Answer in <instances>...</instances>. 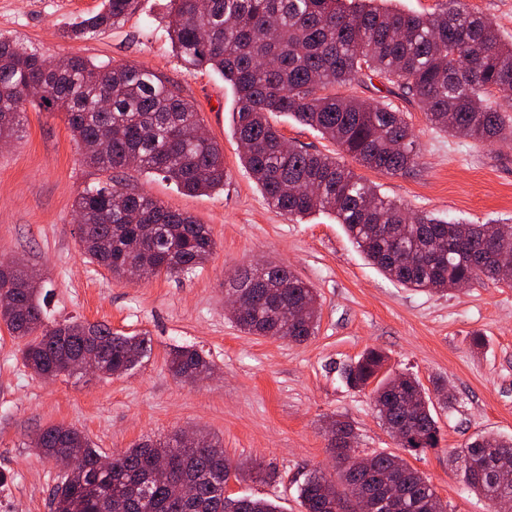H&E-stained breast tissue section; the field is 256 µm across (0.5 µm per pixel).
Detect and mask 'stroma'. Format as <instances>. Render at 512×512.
<instances>
[{
	"label": "stroma",
	"mask_w": 512,
	"mask_h": 512,
	"mask_svg": "<svg viewBox=\"0 0 512 512\" xmlns=\"http://www.w3.org/2000/svg\"><path fill=\"white\" fill-rule=\"evenodd\" d=\"M104 0H0V35L57 61L81 56L98 65L134 64L177 86L224 151L223 189L192 194L158 174L126 170L130 187L208 226L215 248L192 273L138 281L114 278L88 262L73 203L103 177L87 166L63 113L26 106L16 140L0 144V257L24 261L48 291L46 324L107 325L150 338L152 351L127 374L45 380L21 360V340L0 326V512H51L63 468L40 458L32 441L43 428L83 431L105 455L183 430L219 438L232 462L260 463L265 480L236 481L228 495L274 500L301 512L298 491L313 471L333 472L331 421H347L358 454L398 453L368 391L349 387L344 368L369 348L388 356L392 373L409 372L425 389L442 381L451 406L436 405L438 447L408 456L448 512H495L462 482L454 449L482 435L512 437V285L488 279L447 293L402 287L360 255L334 216L286 217L273 209L240 162L231 117L236 95L211 70H190L168 37L171 0H138L104 33L67 37ZM384 79L340 87L343 95L387 100L406 112L423 155L407 174L359 168L381 194L410 213L467 224L512 222V141L476 144L439 132L418 105L388 93ZM271 121L293 145L332 155L335 145L293 118ZM275 260L315 288L320 320L303 342L246 334L224 304L235 271ZM200 351L213 372L175 378L173 347Z\"/></svg>",
	"instance_id": "stroma-1"
}]
</instances>
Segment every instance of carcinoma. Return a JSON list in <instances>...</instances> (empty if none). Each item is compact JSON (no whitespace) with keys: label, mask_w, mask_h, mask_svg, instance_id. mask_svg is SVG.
Returning <instances> with one entry per match:
<instances>
[{"label":"carcinoma","mask_w":512,"mask_h":512,"mask_svg":"<svg viewBox=\"0 0 512 512\" xmlns=\"http://www.w3.org/2000/svg\"><path fill=\"white\" fill-rule=\"evenodd\" d=\"M168 35L189 68L208 67L237 96L232 113L240 160L281 214L335 215L358 251L382 273L416 291L446 292L486 277L500 280L512 265V228L462 224L428 214L409 217L405 208L336 157L285 145L271 122L274 113L293 117L336 144L339 153L380 173H407L420 165V151L406 113L386 102L336 93V87L379 76L423 109L435 129L474 141L512 138V43L503 41L464 0H439L429 14L374 7L366 0H173ZM136 0H108L107 8L75 23L71 39L102 33L135 9ZM108 102L109 108L101 107ZM61 112L84 148L86 164L103 172L128 167L159 173L188 192L224 187V154L209 138L191 139L201 124L179 89L137 65L96 66L71 57L63 66L0 36V141L13 137L25 105ZM80 242L89 260L113 276L169 278L204 265L214 241L207 225L172 211L152 197L108 182L86 188L74 202ZM0 321L25 340V367L54 379L76 374L75 361L95 354L99 373L121 375L148 357L147 336H123L103 324L44 322L42 288L19 261L0 263ZM231 292L245 310L231 318L245 332L302 342L319 321L314 288L284 265L238 269ZM386 354L366 350L344 369L355 389L373 386V401L399 447L414 453L439 444L433 402L410 374L385 371ZM174 376L196 379L211 365L195 349L168 355ZM331 439L337 472L308 475L299 488L303 512H336V497L321 494L348 487L372 512H447L424 474L393 454L359 456L350 425L337 422ZM34 447L50 460L68 452L79 472L51 493L55 512H278L264 498L226 494L229 476L255 474L224 456L221 442L202 435L193 446L178 435L141 443L116 455L109 470L90 440L74 428L43 429ZM166 456L169 469L154 460ZM463 483L493 502L512 498V438L478 436L456 453ZM189 483L194 496L176 497Z\"/></svg>","instance_id":"carcinoma-1"}]
</instances>
